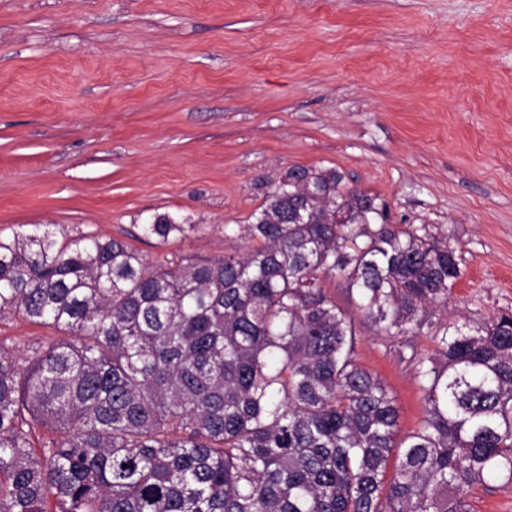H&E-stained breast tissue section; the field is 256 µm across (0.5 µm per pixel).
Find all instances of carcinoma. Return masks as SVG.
Instances as JSON below:
<instances>
[{
  "label": "carcinoma",
  "mask_w": 512,
  "mask_h": 512,
  "mask_svg": "<svg viewBox=\"0 0 512 512\" xmlns=\"http://www.w3.org/2000/svg\"><path fill=\"white\" fill-rule=\"evenodd\" d=\"M251 218L224 225L244 252L162 264L55 224L0 236V321L63 333L0 343V512H473L512 485V312L437 317L462 274L448 235L331 168L289 167ZM363 327L404 337L426 408L404 441Z\"/></svg>",
  "instance_id": "obj_1"
}]
</instances>
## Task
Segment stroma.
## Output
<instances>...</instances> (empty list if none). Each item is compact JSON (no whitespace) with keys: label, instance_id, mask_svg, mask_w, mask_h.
Masks as SVG:
<instances>
[{"label":"stroma","instance_id":"1","mask_svg":"<svg viewBox=\"0 0 512 512\" xmlns=\"http://www.w3.org/2000/svg\"><path fill=\"white\" fill-rule=\"evenodd\" d=\"M295 165L447 234L462 275L442 318L512 311V0H0L1 235L217 257ZM164 216L199 230L145 237ZM386 345L357 350L402 438L425 407Z\"/></svg>","mask_w":512,"mask_h":512}]
</instances>
